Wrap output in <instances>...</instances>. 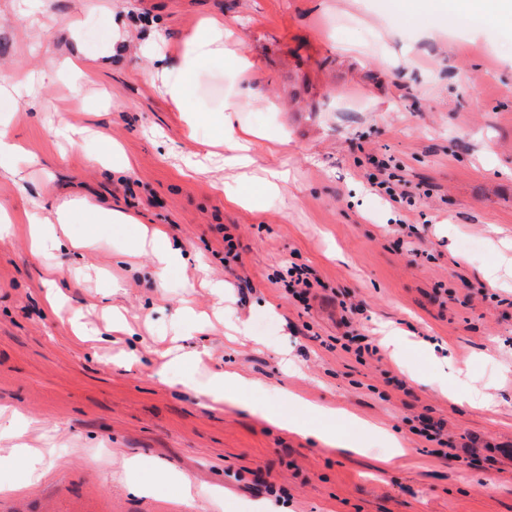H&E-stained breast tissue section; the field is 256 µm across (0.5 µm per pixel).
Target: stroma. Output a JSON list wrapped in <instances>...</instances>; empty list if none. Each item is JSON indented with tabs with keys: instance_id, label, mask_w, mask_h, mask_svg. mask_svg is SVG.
<instances>
[{
	"instance_id": "stroma-1",
	"label": "stroma",
	"mask_w": 512,
	"mask_h": 512,
	"mask_svg": "<svg viewBox=\"0 0 512 512\" xmlns=\"http://www.w3.org/2000/svg\"><path fill=\"white\" fill-rule=\"evenodd\" d=\"M227 21L223 55L190 79L188 102L204 112L238 103L237 122L265 132L253 166L229 170L214 129L189 134L181 112L141 52L156 30L174 60L203 17ZM123 19L122 55L91 84L59 67L79 23L86 57L112 48ZM255 63L250 84L233 55ZM46 81L29 108L24 92L0 93V131L24 149L22 183L0 179V207L16 218L0 235V409L31 422L23 446L44 457L41 476L0 469V512H512V19L454 10L407 18L405 0H0V80L29 72ZM73 129L59 140L58 122ZM119 144L128 168L100 158ZM391 159L414 195L403 220L367 182L371 158ZM287 173L262 209L230 203L220 182L259 191L265 171ZM62 190L137 216L93 224L75 214L67 234L83 252L31 251L27 213ZM163 225L189 261L154 282L150 254L128 253L141 228ZM227 227L240 260L224 264ZM319 278L308 304L272 276L291 263ZM54 269L62 301L45 300ZM231 284V298L209 281ZM364 315L342 323L341 301ZM79 313L89 339L68 318ZM242 319L249 337L232 335ZM409 342L403 358L379 350L357 359L353 336ZM434 344V354L421 343ZM203 350L194 377L235 371L251 396L294 412L286 393L339 407L396 432L407 449L385 463L374 439L364 453L326 450L261 416L208 409L195 391L153 371L173 347ZM138 363H115L120 351ZM495 395L496 411L449 401L438 387L455 369ZM444 422L451 458L418 435L422 418ZM140 460L153 491L137 490ZM188 476L197 492L181 495ZM223 491L217 510L208 488Z\"/></svg>"
}]
</instances>
